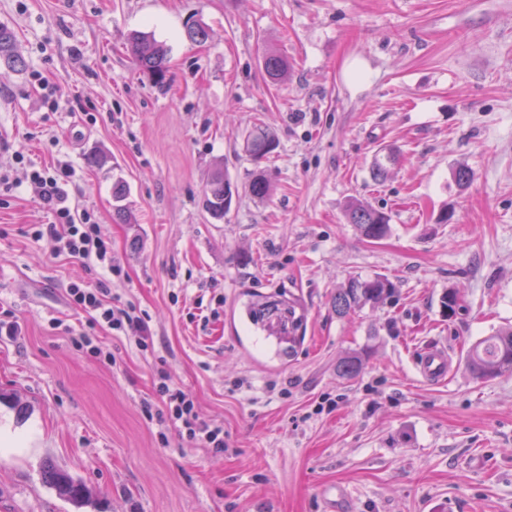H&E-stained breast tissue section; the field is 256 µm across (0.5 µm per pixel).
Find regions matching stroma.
<instances>
[{"label": "stroma", "mask_w": 512, "mask_h": 512, "mask_svg": "<svg viewBox=\"0 0 512 512\" xmlns=\"http://www.w3.org/2000/svg\"><path fill=\"white\" fill-rule=\"evenodd\" d=\"M192 20L206 43L187 39ZM0 24L24 60L0 63V164L71 165L70 204L121 269L112 296L154 336L143 352L104 331L112 366L77 351L67 330L87 317L67 288L103 271L32 238L47 212L29 186L0 192V306L22 327L0 339V512H326L335 489L339 512H512V374L465 366L512 327V0H0ZM132 31L168 48L166 91L130 58ZM268 51L289 63L276 84ZM257 122L279 141L259 161L242 139ZM381 151L396 162L379 182ZM218 163L238 193L220 221L202 207ZM256 173L261 202L244 192ZM353 201L390 214L385 238L359 237ZM375 274L395 297L338 317L336 289ZM451 288L466 310L448 321ZM276 292L306 315L285 366L244 314ZM432 341L453 354L439 384L413 365ZM355 348L364 372L342 381ZM161 363L223 425L224 455L160 441L141 402ZM48 459L92 506L56 495ZM366 349L353 350L339 359L336 363V376L345 380L358 378L364 366V352Z\"/></svg>", "instance_id": "1"}]
</instances>
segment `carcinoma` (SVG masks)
Segmentation results:
<instances>
[{"label": "carcinoma", "mask_w": 512, "mask_h": 512, "mask_svg": "<svg viewBox=\"0 0 512 512\" xmlns=\"http://www.w3.org/2000/svg\"><path fill=\"white\" fill-rule=\"evenodd\" d=\"M186 35L195 43H204L210 37L208 27L194 21L186 25ZM126 49L140 71L148 75L155 86L163 88L171 81L168 65V48L165 44L141 31H132L126 37ZM0 61L19 69L23 59L16 51L14 32L0 25ZM264 72L267 79L275 84L288 68V61L275 55L264 58ZM278 146L275 134L265 125L252 126L245 137V150L255 160H261L274 152ZM250 196L259 201L269 193V183L261 174L253 176L248 184ZM233 201V191L224 179V169L215 167L203 193V209L214 219H224ZM348 218L358 234L367 240H379L390 231L389 214L367 208L357 202L348 207ZM396 293V284L384 275L366 278L354 276L347 285L336 290L332 307L336 315L344 317L365 308L378 309L387 304ZM296 299L279 296H259L249 302L248 308L265 319L261 331L275 347L276 356L283 362L295 357L304 341V314L298 311ZM442 317L451 320L463 310L457 291L450 289L440 299ZM364 366V351L353 350L336 363V376L345 380L358 378ZM466 368L478 380H486L503 373H512V328L497 332L475 342L466 356ZM47 485L56 494L82 508L90 502L91 491L68 471L52 464L43 470Z\"/></svg>", "instance_id": "cac0c4a2"}]
</instances>
